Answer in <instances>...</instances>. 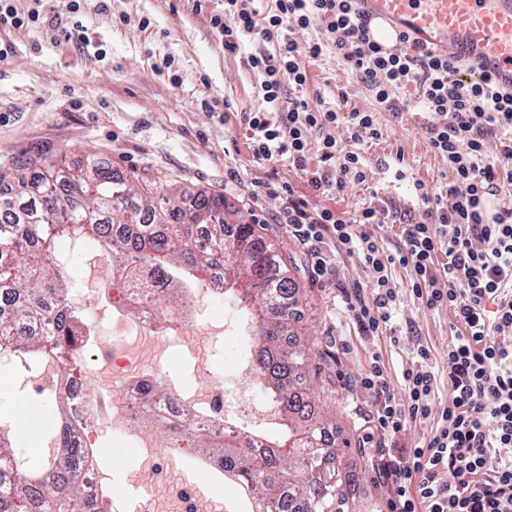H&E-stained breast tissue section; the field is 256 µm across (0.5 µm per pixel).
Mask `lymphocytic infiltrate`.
Returning <instances> with one entry per match:
<instances>
[{
    "instance_id": "lymphocytic-infiltrate-1",
    "label": "lymphocytic infiltrate",
    "mask_w": 512,
    "mask_h": 512,
    "mask_svg": "<svg viewBox=\"0 0 512 512\" xmlns=\"http://www.w3.org/2000/svg\"><path fill=\"white\" fill-rule=\"evenodd\" d=\"M325 25L328 42H298L291 28ZM224 48L236 52L244 37L256 36L275 45V54L251 55L250 65L263 74L262 90L277 104L286 86L303 89L307 73L298 57L318 58L333 49L358 82L384 110L408 111L402 92H412L418 109L431 114L426 126L432 150L448 162L452 178L421 199L437 215L433 224L406 218L387 203L362 206L350 218L330 211L312 213L304 198H292L285 210L288 229L315 258L321 274L333 272L323 249L333 241L337 254L358 256L377 274L372 304L349 306L363 332L376 336L392 323L395 293L388 269L397 265L409 275L413 295L428 308L447 307L462 330L448 345V404L435 403L436 373L427 349H419L404 369L402 382L408 408L395 403L384 364L371 354L360 383L373 401L364 419L363 444L369 445L388 512H512V205L488 213L486 198L500 173L512 176V90L490 78L463 82L459 63L400 36V49L388 51L369 37L357 0H273L263 12L256 0H224L223 16L215 17ZM345 125L352 141L378 138L372 113H340L309 105L305 98L288 110L253 113L249 119L252 152L261 160L287 157L299 171L310 172L318 190H343L363 183L364 158L338 149L329 131ZM324 131L316 169L308 167V133ZM501 137L496 160L487 158V141ZM374 224H397L401 244L385 253L368 233ZM445 264H438V254ZM495 304L488 312L487 304ZM438 415L440 425L426 448L393 453L389 441L409 421Z\"/></svg>"
}]
</instances>
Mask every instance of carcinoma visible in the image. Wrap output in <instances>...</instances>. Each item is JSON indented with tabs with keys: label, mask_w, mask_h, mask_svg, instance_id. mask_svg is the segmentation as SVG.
Instances as JSON below:
<instances>
[{
	"label": "carcinoma",
	"mask_w": 512,
	"mask_h": 512,
	"mask_svg": "<svg viewBox=\"0 0 512 512\" xmlns=\"http://www.w3.org/2000/svg\"><path fill=\"white\" fill-rule=\"evenodd\" d=\"M14 180L0 189V294L11 303L9 313H0V354L9 351L30 365L52 358L60 376L73 378L93 330L70 303L62 239L116 256L112 288L120 294L153 278L165 282L169 292L157 299L159 311L182 306L189 271L207 273L213 288L255 324V365L267 399L279 407L277 434L241 427L221 441L198 432L193 413L177 424L157 416L150 420L154 433L186 442L207 460L222 458L224 482L243 495L238 512H350L349 490L362 471L340 465L339 458L352 441H329L313 395L296 389L306 379L309 353L324 352L317 341L283 345L291 327L304 322L301 291L293 279L272 274L285 261L261 243L252 224L230 211L221 195L199 193L187 206L173 183L144 180L136 187L96 156L73 169L32 163ZM54 401L58 428L35 465L17 453L0 419V466L15 497L0 512H112L108 488L94 500L85 496L73 460L88 461L92 453L75 447L65 397L56 393Z\"/></svg>",
	"instance_id": "obj_1"
}]
</instances>
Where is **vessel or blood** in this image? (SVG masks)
I'll use <instances>...</instances> for the list:
<instances>
[{"instance_id":"b4317fda","label":"vessel or blood","mask_w":512,"mask_h":512,"mask_svg":"<svg viewBox=\"0 0 512 512\" xmlns=\"http://www.w3.org/2000/svg\"><path fill=\"white\" fill-rule=\"evenodd\" d=\"M372 40L408 35L463 64L460 77L512 87V0H362Z\"/></svg>"}]
</instances>
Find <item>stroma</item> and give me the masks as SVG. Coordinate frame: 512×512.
Returning <instances> with one entry per match:
<instances>
[{"mask_svg":"<svg viewBox=\"0 0 512 512\" xmlns=\"http://www.w3.org/2000/svg\"><path fill=\"white\" fill-rule=\"evenodd\" d=\"M12 4L21 14L39 11L40 19L21 27L0 25V173H15L41 158L78 167L95 155L118 173L176 181L190 197L204 191L223 195L230 208L253 218L266 245L289 253L298 269L307 298L306 333L331 356L330 393L323 409L335 418L337 435L364 433L362 418L371 399L357 379L366 355L374 351L383 358L395 402L404 407L408 398L402 372L419 347L429 349L438 372L436 401L448 403L452 312L422 304L411 292L406 271L396 266L392 330L360 335L345 301L354 292L372 301V268L340 258L334 282H327L284 222L292 193L306 196L315 212L328 209L347 218L377 198L413 221L427 220L416 183L431 190L450 178L447 162L428 144L429 114L416 110L395 118L378 108L333 52L315 60L299 57L307 72L303 95L310 104L333 106L345 99L348 108L373 112L381 130L379 138L356 144L345 126L334 129L339 149L364 156L367 178L348 183L343 192L322 194L312 191L287 158L254 157L248 118L268 105L262 78L247 58L264 44L249 36L240 51H225L211 24L214 16L223 15L224 0H81L76 13L67 11L66 0ZM237 350L235 340L217 343L204 369L176 357L170 376L185 384L224 379L234 369ZM15 374V361L0 355V415L14 427L23 407L53 415L55 404L46 394L17 391ZM90 439L100 467L112 473L115 512H135L143 489L128 476L137 467V456L114 432L110 410H102Z\"/></svg>","mask_w":512,"mask_h":512,"instance_id":"obj_1","label":"stroma"}]
</instances>
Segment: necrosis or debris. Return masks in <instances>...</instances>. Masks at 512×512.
<instances>
[{
	"label": "necrosis or debris",
	"instance_id": "obj_1",
	"mask_svg": "<svg viewBox=\"0 0 512 512\" xmlns=\"http://www.w3.org/2000/svg\"><path fill=\"white\" fill-rule=\"evenodd\" d=\"M96 317L112 321L111 341H98L84 361L78 381L71 389L77 412L93 419L97 394L117 390L112 403V423L117 432L139 451L138 478L144 485L139 512H223V498L216 492H202L184 476L176 461L181 453L174 444H160L142 427V410L136 391L140 383H161L165 396L157 402L168 417L192 409L207 410L206 425L223 431L225 422L245 419L265 426L278 417L270 401L256 402L261 382L255 365V338L250 320L234 310L224 316L198 321L167 316L169 332L158 331L159 317L150 302H143L135 327H127L111 305H103ZM234 338L239 344L233 374L224 381L173 385L168 367L173 351L191 356L206 366L214 342Z\"/></svg>",
	"mask_w": 512,
	"mask_h": 512
}]
</instances>
